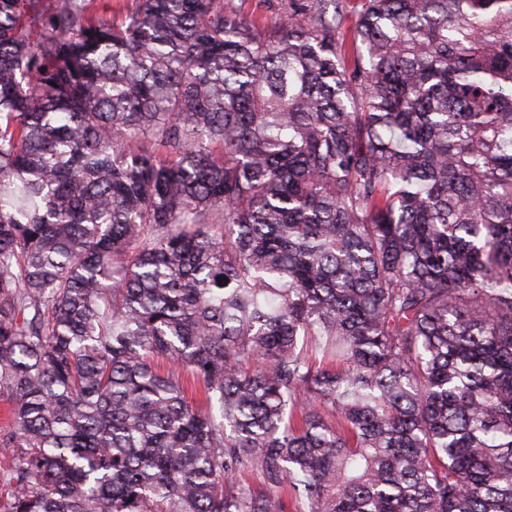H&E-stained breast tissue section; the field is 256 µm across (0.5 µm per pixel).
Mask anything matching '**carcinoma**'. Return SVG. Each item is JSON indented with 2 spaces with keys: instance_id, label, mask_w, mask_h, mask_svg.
Listing matches in <instances>:
<instances>
[{
  "instance_id": "cac0c4a2",
  "label": "carcinoma",
  "mask_w": 512,
  "mask_h": 512,
  "mask_svg": "<svg viewBox=\"0 0 512 512\" xmlns=\"http://www.w3.org/2000/svg\"><path fill=\"white\" fill-rule=\"evenodd\" d=\"M133 2L0 0V512H512V0ZM289 0H243L242 9L249 16H262L268 23L279 22L288 13Z\"/></svg>"
}]
</instances>
